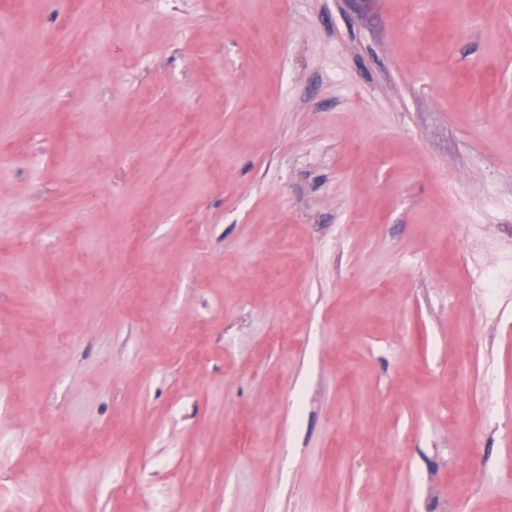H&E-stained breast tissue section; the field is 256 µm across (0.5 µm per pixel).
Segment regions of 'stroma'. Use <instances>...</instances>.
<instances>
[{"mask_svg":"<svg viewBox=\"0 0 512 512\" xmlns=\"http://www.w3.org/2000/svg\"><path fill=\"white\" fill-rule=\"evenodd\" d=\"M0 154L13 512H512V0H0Z\"/></svg>","mask_w":512,"mask_h":512,"instance_id":"35a3bbf8","label":"stroma"}]
</instances>
